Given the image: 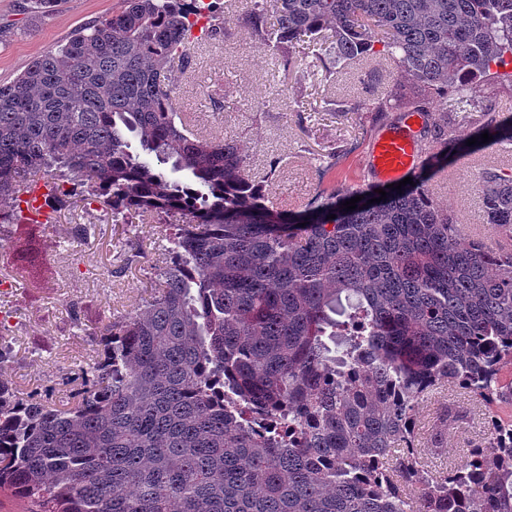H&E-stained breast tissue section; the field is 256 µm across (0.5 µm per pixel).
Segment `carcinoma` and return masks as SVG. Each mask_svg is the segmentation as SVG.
<instances>
[{"instance_id":"obj_1","label":"carcinoma","mask_w":512,"mask_h":512,"mask_svg":"<svg viewBox=\"0 0 512 512\" xmlns=\"http://www.w3.org/2000/svg\"><path fill=\"white\" fill-rule=\"evenodd\" d=\"M204 9L210 39H230L222 0H124L0 84V237L77 195L116 224L182 218L153 296L100 330L72 401L0 382V492L28 512H512V419L496 410L512 404V251L462 238L422 174L348 212L340 189L295 218L267 205L241 147L177 112L168 72L191 65ZM244 23L287 70L304 36L334 66L382 45L429 89L415 106L437 164L463 148L437 106L452 92L474 93L478 133L512 141L480 90L512 84V0H251ZM41 171L58 177L42 222L20 207ZM479 182L484 222L512 237V173ZM442 384L488 408L487 433L432 472L415 409ZM464 420L436 417L434 452Z\"/></svg>"}]
</instances>
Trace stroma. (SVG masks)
Wrapping results in <instances>:
<instances>
[{"instance_id": "stroma-1", "label": "stroma", "mask_w": 512, "mask_h": 512, "mask_svg": "<svg viewBox=\"0 0 512 512\" xmlns=\"http://www.w3.org/2000/svg\"><path fill=\"white\" fill-rule=\"evenodd\" d=\"M27 2L0 0V83L12 81L35 56L62 44L80 26L122 7V0H56L54 7L34 12ZM250 7V0H228L225 18L233 39L195 47L192 69L169 72L180 88L179 112L200 135L243 145L250 174L273 172L269 190L288 214L303 212L320 193L366 190L364 160L379 124L367 112L331 111L330 103L363 95L365 81L373 77L380 93L398 87L408 99L422 94L424 84L398 76L381 54L330 76L318 67L306 76L284 71L274 54L258 49L245 26ZM332 148L342 150V157L319 173L317 155ZM469 158L481 168H512V152L504 143L481 142L449 157L447 181L428 179L426 189L462 223L473 225V238L484 239L491 229L482 222L478 180L457 175ZM74 224L93 225L94 231L87 239H72ZM166 234L165 225L116 224L110 212L80 205L37 230L41 253L32 275L21 269L14 239L1 238L0 348L9 350L10 358L0 364V380L24 393L48 390L54 399H66V378L89 368L97 355L96 331L149 300ZM450 403L468 421L449 430L446 451L424 450L431 470L439 472L456 465L486 432L484 407L443 387L418 405L419 433Z\"/></svg>"}]
</instances>
